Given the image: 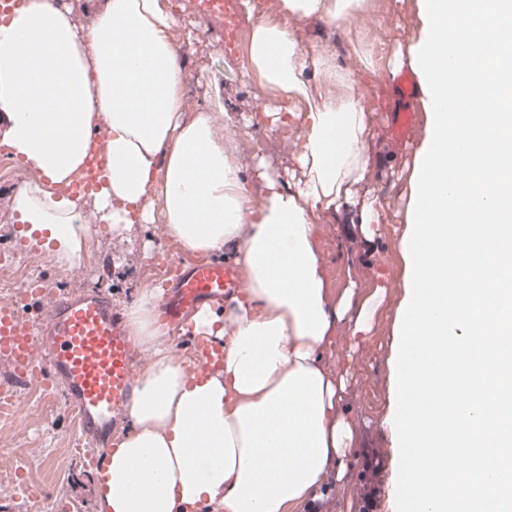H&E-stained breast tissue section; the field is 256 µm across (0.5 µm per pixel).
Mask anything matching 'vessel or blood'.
<instances>
[{
  "label": "vessel or blood",
  "mask_w": 512,
  "mask_h": 512,
  "mask_svg": "<svg viewBox=\"0 0 512 512\" xmlns=\"http://www.w3.org/2000/svg\"><path fill=\"white\" fill-rule=\"evenodd\" d=\"M200 17L216 27L224 25V0H193ZM106 156L95 150L76 182L94 190L103 182ZM159 257L175 277L174 287L158 309L160 325L180 333L187 319L203 306L220 307L244 280L231 264L197 257L185 260L163 249ZM38 299L48 308L40 323L19 315L22 305ZM138 349L130 329L109 295L86 290L78 294L56 291L40 281L0 299V361L13 383L39 382L62 394L75 419L81 443L88 448L87 466L100 469L96 447L133 397ZM224 360V347L211 340L196 341L194 366L210 371Z\"/></svg>",
  "instance_id": "obj_1"
}]
</instances>
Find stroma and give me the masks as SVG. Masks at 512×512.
<instances>
[{
  "instance_id": "obj_1",
  "label": "stroma",
  "mask_w": 512,
  "mask_h": 512,
  "mask_svg": "<svg viewBox=\"0 0 512 512\" xmlns=\"http://www.w3.org/2000/svg\"><path fill=\"white\" fill-rule=\"evenodd\" d=\"M166 2L177 20L176 32L186 40L180 92L188 115L211 112L238 119L262 107H278V97L251 74L248 55L226 54L222 32L196 14L191 0ZM354 16L353 26L346 32L309 25L307 43L335 41L338 63L359 75L362 101L372 117L373 138L393 161L371 184L383 201L382 222L373 248L367 251L351 246L332 220L321 221L317 245L334 287H343L350 276L358 283L361 295L371 294L382 282L387 283L388 290L369 334L358 338L346 328L337 332L336 353L349 357L355 377L345 403L359 439L344 458V486H329L320 506L322 512H347V504L355 500L357 477L362 474L374 491V512H396L390 495L397 477V451L385 418L394 390L392 331L403 295V260L397 240L405 227L408 180L414 153L424 135V113L414 112L405 133L395 131V113L405 102L395 94L385 62L396 50L418 43L422 24L417 0H384L380 8L372 6L371 0H359ZM168 241L160 223L136 224L123 233L101 224L88 234L79 264L68 266L50 258L42 261L31 257L25 263L32 278L59 291L93 287L125 308L137 299L145 281L156 278L154 257ZM348 261L353 264L349 272L344 269ZM159 281L163 288L172 286L171 279ZM15 408V415L0 417V512H29L28 503L12 481L20 471L39 498L38 512H66L68 502L77 504V512H96V474L86 467L76 447L75 423L62 398L42 401L31 387H21L16 392Z\"/></svg>"
}]
</instances>
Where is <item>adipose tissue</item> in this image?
I'll list each match as a JSON object with an SVG mask.
<instances>
[{"mask_svg": "<svg viewBox=\"0 0 512 512\" xmlns=\"http://www.w3.org/2000/svg\"><path fill=\"white\" fill-rule=\"evenodd\" d=\"M280 5L283 21L252 24V71L276 94L307 97L322 75L346 97H322L293 127L287 113L268 109L244 118L247 127L291 131L301 144L285 174L255 157L258 200L211 114L190 118L182 108L176 20L163 0H104L86 31L61 0H27L0 26V145L38 172L13 200L28 233L43 235L59 262L80 259L83 197L68 187L101 138L100 222L122 232L163 218L184 251H230L247 284L246 298L191 320L195 334L224 345L223 365L203 374L159 339L161 287H141L126 321L152 360L139 373L126 430L104 454L97 512H307L328 476H345L341 458L358 437L344 406L350 374L325 355L341 324L360 336L372 330L374 299L386 290L361 298L351 279L332 288L315 222L336 218L345 238L372 248L381 205L350 204L388 158L373 148L358 76L337 63L333 43L295 46L301 24L346 28L349 0ZM16 34L41 47L42 68L25 65Z\"/></svg>", "mask_w": 512, "mask_h": 512, "instance_id": "adipose-tissue-1", "label": "adipose tissue"}]
</instances>
